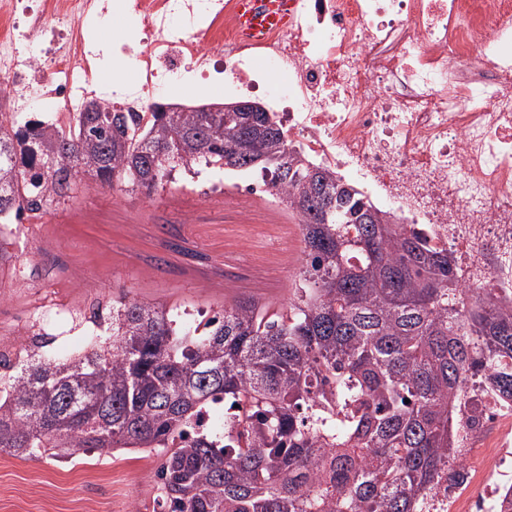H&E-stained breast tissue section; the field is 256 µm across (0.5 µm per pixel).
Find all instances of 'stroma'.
I'll use <instances>...</instances> for the list:
<instances>
[{
	"instance_id": "1",
	"label": "stroma",
	"mask_w": 512,
	"mask_h": 512,
	"mask_svg": "<svg viewBox=\"0 0 512 512\" xmlns=\"http://www.w3.org/2000/svg\"><path fill=\"white\" fill-rule=\"evenodd\" d=\"M219 167L175 171L145 194L78 183L41 223L0 241V337L29 320L56 324L61 299L88 308L121 299L206 317L236 301L285 309L304 259L297 214L258 195L197 199ZM160 457L146 452L0 455V512H153Z\"/></svg>"
}]
</instances>
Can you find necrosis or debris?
<instances>
[{
  "label": "necrosis or debris",
  "instance_id": "1",
  "mask_svg": "<svg viewBox=\"0 0 512 512\" xmlns=\"http://www.w3.org/2000/svg\"><path fill=\"white\" fill-rule=\"evenodd\" d=\"M113 13L135 20V45L97 41ZM117 57L136 78L99 82ZM208 80L268 95L290 149L422 228L461 287L512 308V0H293L288 26L248 41L233 0H0V124L46 110L65 129L92 101L146 122ZM458 411L487 454L462 458L465 480L433 512H497L512 493V399Z\"/></svg>",
  "mask_w": 512,
  "mask_h": 512
}]
</instances>
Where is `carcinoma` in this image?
<instances>
[{"label": "carcinoma", "instance_id": "carcinoma-1", "mask_svg": "<svg viewBox=\"0 0 512 512\" xmlns=\"http://www.w3.org/2000/svg\"><path fill=\"white\" fill-rule=\"evenodd\" d=\"M78 113L67 131L0 127V221L77 179L148 193L166 169L266 167L302 225L287 310L224 307L200 336L138 301L108 312V343L0 373V454L163 455L160 512H424L457 476L458 400L476 376L512 396V310L474 301L446 251L392 224L350 183L288 148L265 112ZM207 154H200L201 149ZM239 406L235 434L179 447L199 409Z\"/></svg>", "mask_w": 512, "mask_h": 512}]
</instances>
